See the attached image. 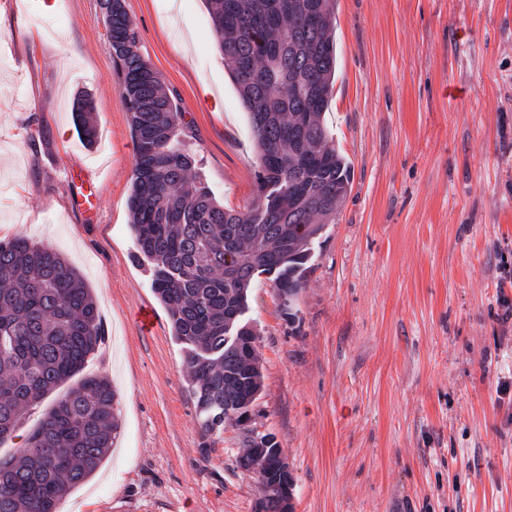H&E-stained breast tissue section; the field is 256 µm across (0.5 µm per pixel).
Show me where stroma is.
Listing matches in <instances>:
<instances>
[{
    "label": "stroma",
    "mask_w": 512,
    "mask_h": 512,
    "mask_svg": "<svg viewBox=\"0 0 512 512\" xmlns=\"http://www.w3.org/2000/svg\"><path fill=\"white\" fill-rule=\"evenodd\" d=\"M124 3L205 183L249 207L253 134L205 0ZM336 41L325 118L351 192L290 309L254 284L265 388L246 421L206 434L137 259L135 145L99 0H0V239L53 247L82 275L105 330L84 372L109 378L122 420L57 512H254L257 476L236 458L264 435L294 512H512V0H337ZM71 164L98 183L97 212L77 208ZM91 109V102L85 95L76 98L73 107L74 122L78 134L87 145H91L98 134L97 127L90 117Z\"/></svg>",
    "instance_id": "obj_1"
}]
</instances>
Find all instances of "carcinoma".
Returning a JSON list of instances; mask_svg holds the SVG:
<instances>
[{
  "mask_svg": "<svg viewBox=\"0 0 512 512\" xmlns=\"http://www.w3.org/2000/svg\"><path fill=\"white\" fill-rule=\"evenodd\" d=\"M207 2L254 136L258 195L243 211L224 208L200 178L186 185L198 160L178 146L179 104L139 53L122 0H101L135 144L128 207L137 258L183 345L206 433L240 424L263 389L256 335L244 320L249 289L265 275L280 307H291L307 285L314 245L336 223L352 182L324 122L336 83V0ZM73 112L78 134L92 144L98 130L86 96ZM232 331L243 336L236 349L224 346ZM103 340L91 289L61 253L23 237L0 239V441L82 372ZM119 435L111 382L82 378L17 453L0 459V512H56ZM276 463L275 454L252 459L258 484L277 474Z\"/></svg>",
  "mask_w": 512,
  "mask_h": 512,
  "instance_id": "carcinoma-1",
  "label": "carcinoma"
}]
</instances>
